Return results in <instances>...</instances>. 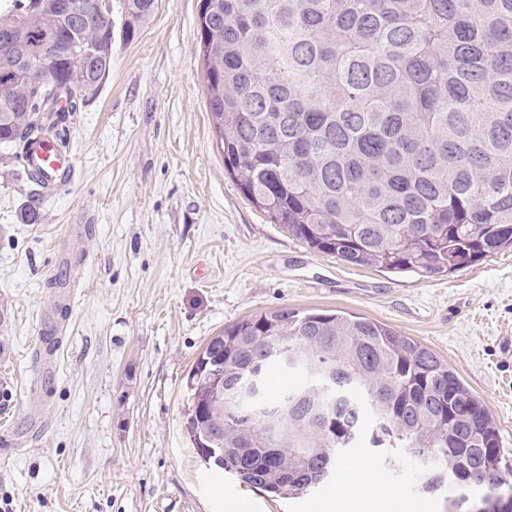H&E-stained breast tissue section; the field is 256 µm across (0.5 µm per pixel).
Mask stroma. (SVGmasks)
<instances>
[{
	"instance_id": "35a3bbf8",
	"label": "stroma",
	"mask_w": 512,
	"mask_h": 512,
	"mask_svg": "<svg viewBox=\"0 0 512 512\" xmlns=\"http://www.w3.org/2000/svg\"><path fill=\"white\" fill-rule=\"evenodd\" d=\"M112 0V70L66 122L74 184L23 221L31 185L1 145L0 512H319L350 494L279 499L205 464L184 384L207 341L273 309L343 311L411 337L494 418L512 461V249L426 277L340 262L294 239L224 168L201 74L199 0H159L133 40ZM72 303L58 307L61 288ZM410 505L397 448H358Z\"/></svg>"
}]
</instances>
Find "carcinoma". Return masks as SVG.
<instances>
[{
	"label": "carcinoma",
	"instance_id": "1",
	"mask_svg": "<svg viewBox=\"0 0 512 512\" xmlns=\"http://www.w3.org/2000/svg\"><path fill=\"white\" fill-rule=\"evenodd\" d=\"M65 0H28L0 21V144L24 146L99 93L112 69V0L63 25ZM204 81L224 168L273 224L343 263L428 277L512 247V0H208ZM131 40L158 0H125ZM47 35L58 58L45 74ZM304 349L301 383L267 399L238 379ZM224 412L197 360L186 380L190 441L209 464L281 499L324 487L368 439L396 446L450 512L482 489L512 512V470L487 408L434 352L373 320L286 308L212 337ZM280 417L271 433L262 410ZM372 428L364 431V421ZM481 478L475 480L471 472Z\"/></svg>",
	"mask_w": 512,
	"mask_h": 512
}]
</instances>
